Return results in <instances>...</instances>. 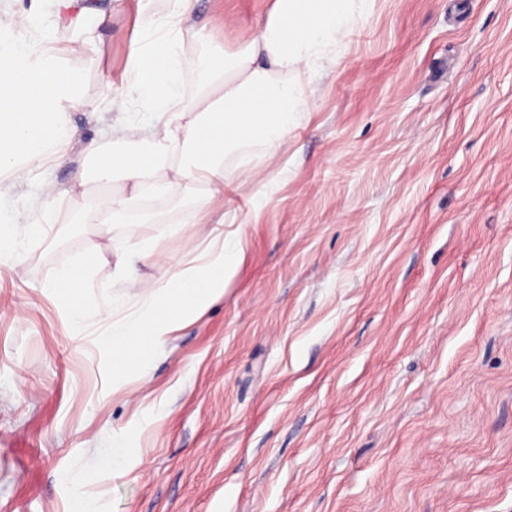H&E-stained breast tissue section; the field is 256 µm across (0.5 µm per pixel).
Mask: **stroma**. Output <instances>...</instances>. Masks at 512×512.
Returning <instances> with one entry per match:
<instances>
[{
	"instance_id": "1",
	"label": "stroma",
	"mask_w": 512,
	"mask_h": 512,
	"mask_svg": "<svg viewBox=\"0 0 512 512\" xmlns=\"http://www.w3.org/2000/svg\"><path fill=\"white\" fill-rule=\"evenodd\" d=\"M112 13L82 75L64 161L13 204L41 239L0 269V512H512V0H376L314 107L265 172L261 210L235 196L246 256L224 295L165 345L148 375L112 374L99 318L140 299L112 279V242H157L162 279L202 248L170 233L192 202L97 233L75 206L27 209L43 183L110 190L89 143L126 62L136 0ZM270 0H199L233 52ZM36 37L74 39L38 0ZM103 260L72 335L45 284L86 252ZM122 435L126 470L100 469Z\"/></svg>"
}]
</instances>
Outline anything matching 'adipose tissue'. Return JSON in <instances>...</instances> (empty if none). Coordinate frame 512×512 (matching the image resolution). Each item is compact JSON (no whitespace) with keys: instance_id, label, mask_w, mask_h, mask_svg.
<instances>
[{"instance_id":"obj_1","label":"adipose tissue","mask_w":512,"mask_h":512,"mask_svg":"<svg viewBox=\"0 0 512 512\" xmlns=\"http://www.w3.org/2000/svg\"><path fill=\"white\" fill-rule=\"evenodd\" d=\"M152 0H138L136 24L114 104L138 110V121L112 127V148L101 153L96 177L123 181L125 190L94 206L78 208V223L97 231L130 217L150 219L147 201L180 189L194 197L179 218L185 231L210 223L212 203L223 197L234 173L258 174L288 134L311 110L309 76L334 66L355 25L374 0H272L256 36L227 52L218 30L192 25L198 0H171L154 12ZM55 15L80 32L70 47L79 53L101 41L110 15L92 14L80 0H54ZM29 18L0 16V264L18 253L12 235L19 221L8 209L15 189L34 169L64 158L73 136L66 113L80 104L78 78L54 48L9 39ZM242 228L214 237L191 264L164 280L141 281L127 271L129 256L151 263L157 244L115 241V276L143 298L112 319L101 339L112 350L117 373H147L157 351L179 330L204 315L224 294L230 275L243 261ZM101 259L86 253L76 268L50 282L49 290L68 302L69 321L81 328L84 299Z\"/></svg>"}]
</instances>
